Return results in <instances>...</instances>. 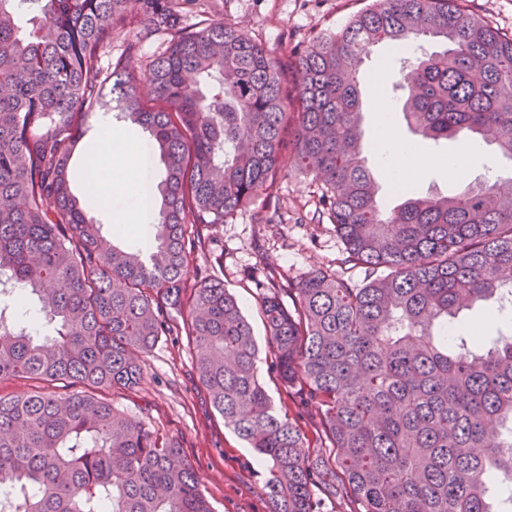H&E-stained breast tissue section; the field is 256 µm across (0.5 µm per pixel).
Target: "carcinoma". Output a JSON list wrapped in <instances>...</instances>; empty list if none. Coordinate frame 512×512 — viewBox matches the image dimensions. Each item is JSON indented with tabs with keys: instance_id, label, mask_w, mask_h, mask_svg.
<instances>
[{
	"instance_id": "obj_1",
	"label": "carcinoma",
	"mask_w": 512,
	"mask_h": 512,
	"mask_svg": "<svg viewBox=\"0 0 512 512\" xmlns=\"http://www.w3.org/2000/svg\"><path fill=\"white\" fill-rule=\"evenodd\" d=\"M192 0H0V380L83 390L0 397V488L9 512H213L180 446L97 394L143 377L138 355L189 336L224 424L268 465L272 512H322L320 487L359 512H497L512 503V332L466 334L460 309L512 296V198L483 181L391 209L375 193L360 130V69L380 44L419 37L446 49L402 68V116L436 143L470 139L512 158V35L470 0H373L282 62L229 21L179 26ZM32 28L22 34L21 10ZM168 46L148 86L130 59L102 53L129 15ZM130 120L165 175L147 190L155 244L109 242L71 189L91 121ZM288 148L320 180L318 215L343 245L317 270L262 298L271 367L322 416L329 451L280 415L236 296L190 276L203 228L274 187ZM83 162L85 193L101 195ZM47 328L44 336L33 326Z\"/></svg>"
}]
</instances>
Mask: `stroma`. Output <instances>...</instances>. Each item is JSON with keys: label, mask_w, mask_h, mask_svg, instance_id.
<instances>
[{"label": "stroma", "mask_w": 512, "mask_h": 512, "mask_svg": "<svg viewBox=\"0 0 512 512\" xmlns=\"http://www.w3.org/2000/svg\"><path fill=\"white\" fill-rule=\"evenodd\" d=\"M212 10L201 13L190 6L183 25L192 30L205 20H228L261 41L272 57L282 58L294 47L307 44L325 31L342 27L353 13L371 0H207ZM135 44L134 74L147 83L151 58L165 48L162 39L147 30L146 22L129 17L122 32L105 51L116 58L127 44ZM395 55L375 48L362 70L361 90L367 104L362 116L364 142L378 132L377 99L392 101L391 82L396 74ZM464 181L449 179L433 165L412 183L420 195H450L465 184L512 176V160L494 147L475 142ZM319 182L313 174L296 169L290 153H283L273 191L259 193L236 217L206 227V249L195 254L192 265L221 276L234 293L250 322L259 347L258 371L279 413L297 419L308 438L321 428L315 408H298L296 394L286 391L270 365V346L260 310L264 288L257 272L273 274L278 287H287L318 269H335L342 244L332 224L314 223ZM277 213L276 224H258L255 213ZM196 348L187 336H165L144 358L143 379L135 388L112 393L114 406L149 430L181 446L191 462L199 487L214 512H269L264 494V467L253 449L224 424L195 371Z\"/></svg>", "instance_id": "1"}]
</instances>
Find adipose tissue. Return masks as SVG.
<instances>
[{
	"mask_svg": "<svg viewBox=\"0 0 512 512\" xmlns=\"http://www.w3.org/2000/svg\"><path fill=\"white\" fill-rule=\"evenodd\" d=\"M373 150L393 179L408 182L417 178L431 163L425 157L396 138L389 126H382ZM95 171L112 174L116 191L109 207L115 221L124 231L147 237L149 224L147 210L141 200L144 173L130 161L137 151L134 141L119 129H112L109 136L97 139L92 146Z\"/></svg>",
	"mask_w": 512,
	"mask_h": 512,
	"instance_id": "ef3b65f1",
	"label": "adipose tissue"
}]
</instances>
